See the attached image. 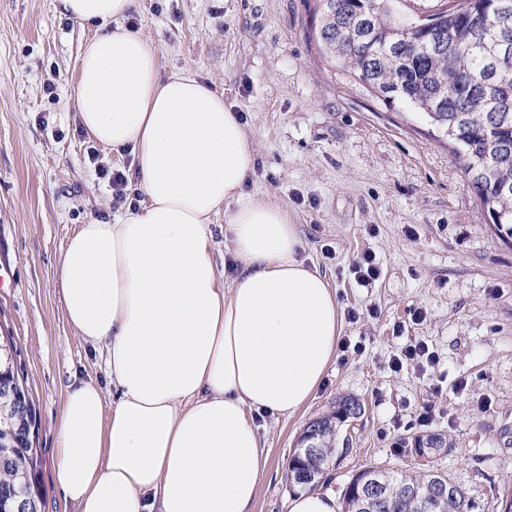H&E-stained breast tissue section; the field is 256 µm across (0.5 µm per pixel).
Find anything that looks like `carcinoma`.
<instances>
[{
    "mask_svg": "<svg viewBox=\"0 0 512 512\" xmlns=\"http://www.w3.org/2000/svg\"><path fill=\"white\" fill-rule=\"evenodd\" d=\"M403 2L320 0L314 41L385 105L407 104L444 130L459 148L481 207L490 216H501L500 227L512 238V13L488 22L485 14L498 0L481 5L456 0L444 14L446 38L440 48L412 28ZM2 346L0 367L9 372L0 377V385L18 382L21 397L1 400L0 413L35 417L13 337L0 336ZM357 404L353 397H340L334 411L311 420L324 427L323 436L315 448L291 456L286 472L291 484L312 488L320 482L336 448L338 426ZM40 466V449L24 429L0 433V512H18L20 498L28 501L25 512H42ZM368 477L382 485L383 494L366 507L359 487ZM342 512H468V503L448 475L435 469L403 475L368 468L349 482Z\"/></svg>",
    "mask_w": 512,
    "mask_h": 512,
    "instance_id": "1",
    "label": "carcinoma"
}]
</instances>
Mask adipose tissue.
I'll use <instances>...</instances> for the list:
<instances>
[{
    "label": "adipose tissue",
    "mask_w": 512,
    "mask_h": 512,
    "mask_svg": "<svg viewBox=\"0 0 512 512\" xmlns=\"http://www.w3.org/2000/svg\"><path fill=\"white\" fill-rule=\"evenodd\" d=\"M134 0H57L99 27L71 92L98 143L128 150L144 200L82 224L57 265L66 319L104 349L111 390L73 376L54 476L78 512H252L268 457L255 423L320 386L341 331L327 280L299 259L298 229L246 195L255 147L223 94L161 76L122 18ZM223 213L236 274L219 273ZM211 228L213 232V254L215 257L217 269L222 275H224L226 279H228L233 276V268L229 255L225 253L224 256V241L226 242L227 238V224L223 213L219 212L213 218Z\"/></svg>",
    "instance_id": "ef3b65f1"
}]
</instances>
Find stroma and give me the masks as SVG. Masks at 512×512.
<instances>
[{
  "label": "stroma",
  "instance_id": "35a3bbf8",
  "mask_svg": "<svg viewBox=\"0 0 512 512\" xmlns=\"http://www.w3.org/2000/svg\"><path fill=\"white\" fill-rule=\"evenodd\" d=\"M133 31L158 50L161 75L189 71L236 112L256 153L245 191L285 208L301 258L334 289L341 344L310 400L257 424L268 474L253 512H288L285 468L297 438L337 397L350 451L318 491L342 498L359 471L436 469L470 512H504L512 495V239L481 209L448 139L422 114L386 106L325 59L312 38L319 0H134ZM95 29L56 0H0V328L13 336L37 409L43 512H76L52 472L73 375L108 384L104 355L68 324L56 262L78 225L111 222L143 200L128 151L94 146L70 89ZM122 170L126 201L101 167ZM381 275L359 286L353 263ZM425 342L434 363L392 360ZM444 434L419 458L407 443ZM354 273L356 281L360 285L371 284L373 281L379 279L381 269L375 261V257L371 254H364L359 260L354 263Z\"/></svg>",
  "mask_w": 512,
  "mask_h": 512
}]
</instances>
